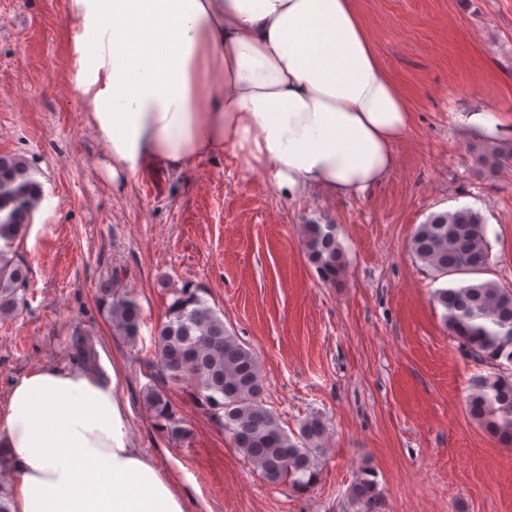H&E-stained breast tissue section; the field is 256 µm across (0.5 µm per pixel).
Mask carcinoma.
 Returning <instances> with one entry per match:
<instances>
[{
    "mask_svg": "<svg viewBox=\"0 0 512 512\" xmlns=\"http://www.w3.org/2000/svg\"><path fill=\"white\" fill-rule=\"evenodd\" d=\"M498 169L512 166V145L497 146L479 158ZM43 194L26 160L0 155V315L18 308L17 290L28 268L14 244ZM304 249L322 279L334 283L344 270L336 225L308 219L302 225ZM416 258L442 277L478 274L489 263L482 215L469 208L435 213L415 231ZM118 275L99 286L100 299L115 335L136 344L142 326L137 301L118 285ZM166 320L155 329L156 367L166 378L183 382L190 396L228 435L234 447L267 481L283 479L298 489L318 478V454L325 433L312 416L293 435L268 407L252 350L224 326V318L200 296V290L172 291ZM448 330L474 359L491 369L475 379L468 401L471 416L504 444L512 443V289L493 281L453 282L435 291ZM144 403L172 440L190 430L176 418L163 390L147 388ZM349 497L367 506L376 501L375 482L359 478Z\"/></svg>",
    "mask_w": 512,
    "mask_h": 512,
    "instance_id": "1",
    "label": "carcinoma"
}]
</instances>
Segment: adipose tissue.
I'll return each mask as SVG.
<instances>
[{
  "label": "adipose tissue",
  "instance_id": "adipose-tissue-1",
  "mask_svg": "<svg viewBox=\"0 0 512 512\" xmlns=\"http://www.w3.org/2000/svg\"><path fill=\"white\" fill-rule=\"evenodd\" d=\"M72 84L112 180L230 152L285 197L362 196L413 115L354 0H68ZM121 372L41 365L0 407L11 512H190L131 438Z\"/></svg>",
  "mask_w": 512,
  "mask_h": 512
}]
</instances>
